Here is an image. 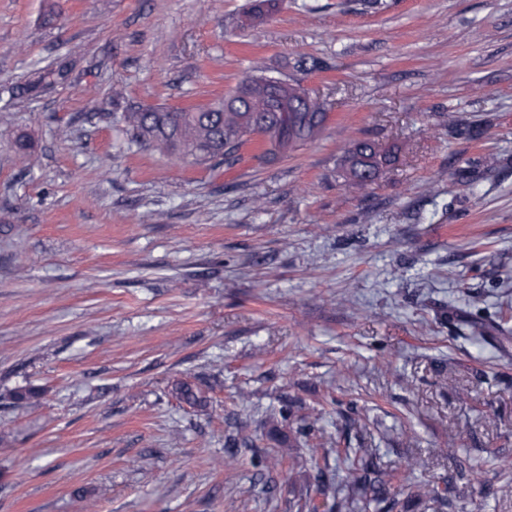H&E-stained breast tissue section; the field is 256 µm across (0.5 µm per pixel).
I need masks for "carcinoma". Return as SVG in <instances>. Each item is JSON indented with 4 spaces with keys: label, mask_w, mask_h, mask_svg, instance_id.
I'll list each match as a JSON object with an SVG mask.
<instances>
[{
    "label": "carcinoma",
    "mask_w": 512,
    "mask_h": 512,
    "mask_svg": "<svg viewBox=\"0 0 512 512\" xmlns=\"http://www.w3.org/2000/svg\"><path fill=\"white\" fill-rule=\"evenodd\" d=\"M280 2L249 0L237 18L236 27L248 30L264 24L279 10ZM322 68L323 62L300 57L291 66L292 74L283 75L273 86L266 81V67L256 64L233 93L200 107L123 106L114 98L113 124L128 145L170 154L189 164L232 166L241 159L243 148L254 140L262 146L258 159L271 161L323 134L327 120L325 104L313 98L308 105L299 106L298 100L306 88L294 77L296 72ZM386 161V153L374 142H353L341 160L346 186L355 191L368 188L371 182L360 175V169L377 171ZM173 392L191 407L207 403L205 392L188 380L176 382ZM41 396L42 390L34 386L19 387L11 393V399L17 403H29ZM350 470L351 482L339 500L326 481H318L322 503L310 506V512H383L390 507L385 473L372 459L362 455L351 463Z\"/></svg>",
    "instance_id": "obj_1"
}]
</instances>
